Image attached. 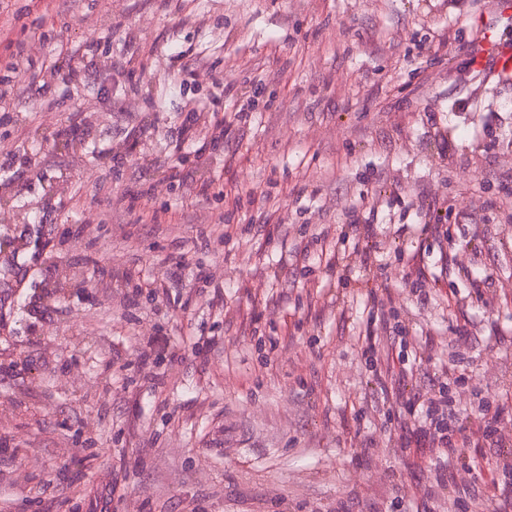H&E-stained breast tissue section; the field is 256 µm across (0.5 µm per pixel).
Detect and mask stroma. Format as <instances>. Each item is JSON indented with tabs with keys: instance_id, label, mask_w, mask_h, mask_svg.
<instances>
[{
	"instance_id": "35a3bbf8",
	"label": "stroma",
	"mask_w": 512,
	"mask_h": 512,
	"mask_svg": "<svg viewBox=\"0 0 512 512\" xmlns=\"http://www.w3.org/2000/svg\"><path fill=\"white\" fill-rule=\"evenodd\" d=\"M495 7L0 0V512H512V443L410 446L438 392L512 412ZM61 44L77 80L33 86ZM188 112L191 117L189 125L185 128V133L202 139V146L207 139L217 141L224 137V123L215 121L214 115H210L204 108L194 106Z\"/></svg>"
}]
</instances>
